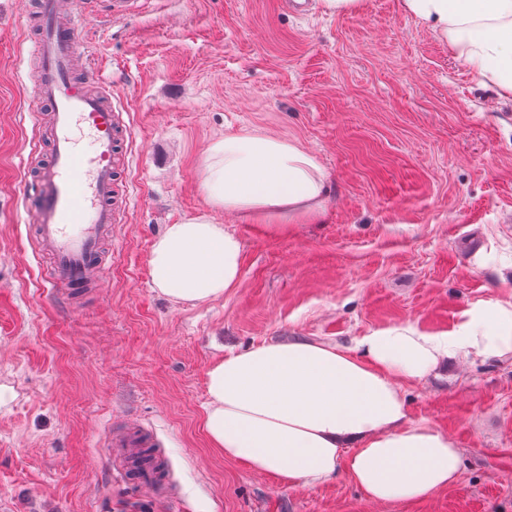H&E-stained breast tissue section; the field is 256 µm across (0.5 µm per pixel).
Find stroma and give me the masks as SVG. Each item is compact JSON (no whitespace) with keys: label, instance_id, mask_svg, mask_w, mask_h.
Masks as SVG:
<instances>
[{"label":"stroma","instance_id":"35a3bbf8","mask_svg":"<svg viewBox=\"0 0 512 512\" xmlns=\"http://www.w3.org/2000/svg\"><path fill=\"white\" fill-rule=\"evenodd\" d=\"M31 0H0V512H512V359L455 358L405 385L411 420L448 433L457 483L375 502L346 471L283 484L211 448L207 371L270 339L353 344L412 323L452 330L472 305L512 300V97L483 85L401 0L344 14L314 0L97 4L80 47L126 124L130 197L108 269L73 294L43 289L23 208L36 141ZM260 129L298 141L329 175L317 224H245L239 284L209 304L152 288L151 247L202 210L204 151ZM143 426L170 495L120 485L106 440Z\"/></svg>","mask_w":512,"mask_h":512}]
</instances>
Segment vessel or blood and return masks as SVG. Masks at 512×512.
Wrapping results in <instances>:
<instances>
[{"label": "vessel or blood", "instance_id": "vessel-or-blood-1", "mask_svg": "<svg viewBox=\"0 0 512 512\" xmlns=\"http://www.w3.org/2000/svg\"><path fill=\"white\" fill-rule=\"evenodd\" d=\"M40 32L32 46L42 77L36 97L47 113L35 123L50 144L32 173L37 241L50 259L53 288H86L101 244L126 201L117 191L123 132L103 76L83 73L79 36L90 0H38Z\"/></svg>", "mask_w": 512, "mask_h": 512}]
</instances>
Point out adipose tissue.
I'll list each match as a JSON object with an SVG mask.
<instances>
[{
  "label": "adipose tissue",
  "mask_w": 512,
  "mask_h": 512,
  "mask_svg": "<svg viewBox=\"0 0 512 512\" xmlns=\"http://www.w3.org/2000/svg\"><path fill=\"white\" fill-rule=\"evenodd\" d=\"M499 96H512V0H402ZM327 174L298 142L250 131L206 148L207 209L167 225L152 245L153 288L175 303L219 300L238 285L243 244L223 212L268 224L316 222ZM458 356L512 357V301L471 306L451 331L410 323L369 330L353 347L308 339L233 351L207 372L204 429L212 448L288 485L345 469L373 500L414 501L455 484L460 455L448 434L410 420L402 384Z\"/></svg>",
  "instance_id": "ef3b65f1"
}]
</instances>
